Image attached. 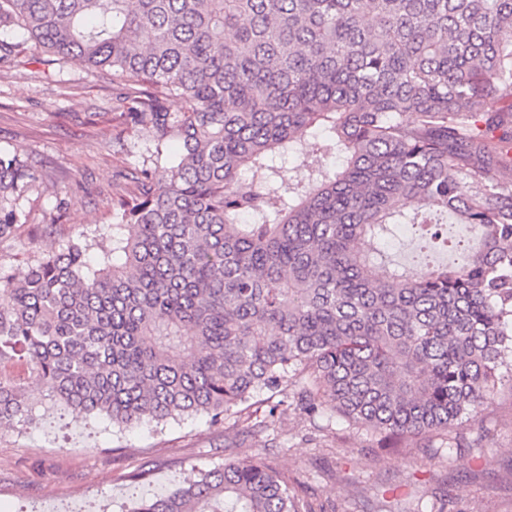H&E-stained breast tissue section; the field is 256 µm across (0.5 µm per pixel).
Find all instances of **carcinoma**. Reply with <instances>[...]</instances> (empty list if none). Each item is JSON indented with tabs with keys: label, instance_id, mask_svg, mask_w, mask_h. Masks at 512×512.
Segmentation results:
<instances>
[{
	"label": "carcinoma",
	"instance_id": "cac0c4a2",
	"mask_svg": "<svg viewBox=\"0 0 512 512\" xmlns=\"http://www.w3.org/2000/svg\"><path fill=\"white\" fill-rule=\"evenodd\" d=\"M16 28L112 72L149 148L108 244L0 272V364L122 426L291 390L399 442L512 374V0H0ZM39 177L0 151V240ZM392 224L454 258L408 274ZM32 422L0 374V428ZM129 512L300 510L250 455Z\"/></svg>",
	"mask_w": 512,
	"mask_h": 512
}]
</instances>
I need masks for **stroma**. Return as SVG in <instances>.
<instances>
[{"label":"stroma","instance_id":"stroma-1","mask_svg":"<svg viewBox=\"0 0 512 512\" xmlns=\"http://www.w3.org/2000/svg\"><path fill=\"white\" fill-rule=\"evenodd\" d=\"M19 63L0 69V150L28 157L41 181L21 201V226L0 241V266L23 269L38 251L65 246L81 232L112 235V197L125 190L116 174L138 165L145 150L137 132L112 118L111 77L73 63L44 77L40 50L24 31L7 33ZM70 206L57 210L60 197ZM0 373L23 382L33 425L0 430V512H121L142 497L170 491L210 469L247 455L268 457L301 505L337 512H429L449 490L445 512H512V382L502 381L492 405L459 422L456 433L479 439L456 459L446 448L412 440L388 448L379 434L326 414L309 419L292 403L271 398L276 441L252 420L225 414L128 428L103 416L79 417L27 383V368ZM152 472L131 486L125 475Z\"/></svg>","mask_w":512,"mask_h":512}]
</instances>
